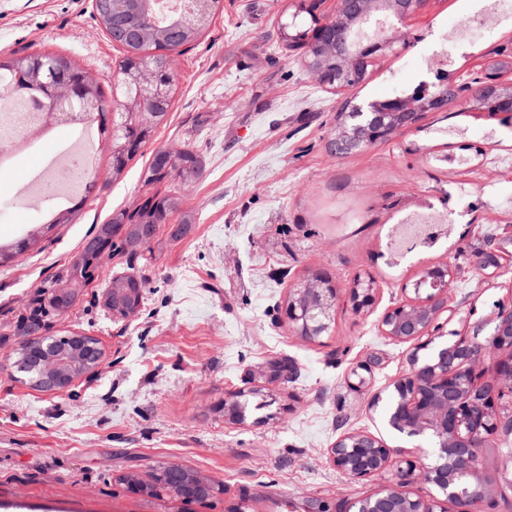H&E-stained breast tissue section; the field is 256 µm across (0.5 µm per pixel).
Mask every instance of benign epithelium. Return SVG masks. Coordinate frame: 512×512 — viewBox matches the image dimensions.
<instances>
[{"label":"benign epithelium","mask_w":512,"mask_h":512,"mask_svg":"<svg viewBox=\"0 0 512 512\" xmlns=\"http://www.w3.org/2000/svg\"><path fill=\"white\" fill-rule=\"evenodd\" d=\"M364 0H337L336 16L318 22V27L328 33L320 42L314 57L306 67L316 79L325 84L329 71L325 62L336 59V77L340 79L338 90L353 88L362 82L360 61L368 53L381 52L391 46L392 40L361 44L360 54L336 55L330 45L347 40L344 28L345 10L355 9ZM397 17L407 20L422 10L421 0H392ZM175 58L169 51L162 65L164 76L149 77L147 90L155 97L168 92V76L174 70ZM487 69L496 77L483 83L477 93L469 87L459 88L460 101L470 103L473 96L480 101L490 100L502 105L491 111L512 120V85L500 82L505 70H512V59H497ZM47 78L56 83L55 101L71 99L75 87L57 81L53 69H48ZM357 113H366L367 119L351 131L345 129L336 134V147L341 152H351L382 142L395 130L406 127L405 110L397 105L389 109L373 102L366 108H355ZM451 280L445 278L428 280L423 272L415 284L414 296L387 310L381 319L385 335L401 343H413L414 353L409 359V370L396 383L402 393L401 405L406 419L400 412L392 415L391 423L411 435H419L426 428L436 430L443 437L437 459L432 464L411 459L399 460L400 450L391 448L374 436L362 432L343 435L330 449L333 465L345 476L354 480L372 481L388 464L396 465L392 481L380 490L347 502L346 512H485L490 495V483L483 481V468L473 464L475 458L474 437L480 433L496 434L512 431V416L500 412L499 396L512 392V356L494 361L491 366L477 368V361L489 352L512 350V307L502 306L496 314V325L492 336L478 343L467 336L460 337L452 345L441 349L432 364H418L417 351L428 347L438 330L436 319L448 310V288ZM354 313H361L376 302V289L359 288L351 284L348 288H318L309 278L299 282L288 295L284 315L292 330L299 335L314 339L321 335L320 328L304 332L299 322L311 318L309 312H325L338 303L339 297ZM81 370L74 361L54 358L53 366L42 372L46 387L60 389L72 382ZM466 475L476 480L478 496L469 497L457 490L456 475ZM414 484L429 487L428 494L412 496L405 488Z\"/></svg>","instance_id":"benign-epithelium-1"}]
</instances>
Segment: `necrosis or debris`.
Instances as JSON below:
<instances>
[{"label": "necrosis or debris", "instance_id": "1", "mask_svg": "<svg viewBox=\"0 0 512 512\" xmlns=\"http://www.w3.org/2000/svg\"><path fill=\"white\" fill-rule=\"evenodd\" d=\"M484 29L485 16L481 13L472 15L464 25L451 27L423 57L425 74L445 72L453 47L480 36ZM88 131L87 124H72L63 113L46 111L41 101L30 96L0 103V152L17 158L50 136L67 132L73 137L72 143L48 157L36 174L17 188V197L41 206L50 200L65 204L78 196L85 185V173L93 172L96 165ZM447 234V216L435 204L422 203L415 214L394 225L388 257L399 262L412 250L429 247Z\"/></svg>", "mask_w": 512, "mask_h": 512}]
</instances>
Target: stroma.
<instances>
[{"instance_id":"1","label":"stroma","mask_w":512,"mask_h":512,"mask_svg":"<svg viewBox=\"0 0 512 512\" xmlns=\"http://www.w3.org/2000/svg\"><path fill=\"white\" fill-rule=\"evenodd\" d=\"M294 2L223 0V12L176 55L167 120L123 179L111 181L108 147L95 144L96 194L71 223L0 264V512H309L312 501L344 502L390 481L388 470L371 483L333 466L330 448L357 431L435 461L434 442L389 426L390 398L410 353L425 362L458 337L485 340L498 306L512 303V263L495 277L475 264L487 233H512V123L454 100L371 148L339 157L327 143L342 104L364 107L406 90L448 26L492 0H429L404 23L376 12L393 44L342 94L307 72L301 50H284L280 27ZM15 53L67 55L107 88L108 101L122 98L116 76L126 50L99 23L94 0H0V58ZM510 55L512 15L456 49L448 82L475 81ZM180 145L205 168L181 191L195 224L142 267L144 306L120 321L103 307L112 274L128 267L107 254L70 308L33 314L43 285L113 211L155 193L140 177L148 157ZM53 150L40 145L0 167V242L42 224V211L14 192ZM459 156L466 165H452ZM427 199L447 209L448 237L388 264L389 225ZM441 263L454 272L453 315L440 317L438 338L416 352L386 336L380 320L423 266ZM313 268L342 288L367 273L378 288L372 309L338 308L333 331L318 341L294 334L283 317L289 289ZM31 328L95 337L103 358L65 391L35 390L12 366ZM368 360L366 386L350 389V370ZM284 361L295 379L274 374ZM236 392L244 420L230 424L224 398ZM168 465L224 490L182 502L135 495L122 482Z\"/></svg>"}]
</instances>
